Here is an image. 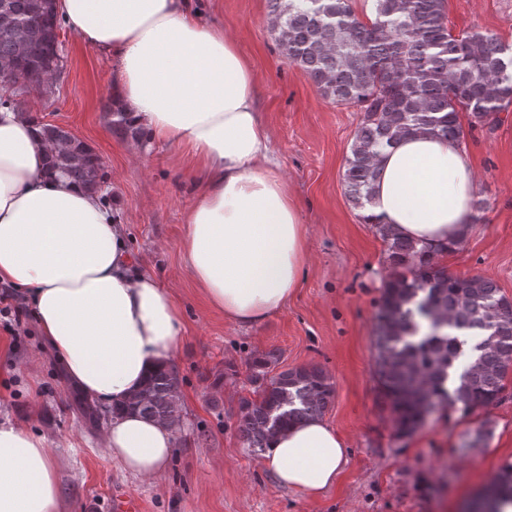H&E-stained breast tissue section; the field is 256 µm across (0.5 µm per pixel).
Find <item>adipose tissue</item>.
<instances>
[{
    "label": "adipose tissue",
    "instance_id": "adipose-tissue-1",
    "mask_svg": "<svg viewBox=\"0 0 512 512\" xmlns=\"http://www.w3.org/2000/svg\"><path fill=\"white\" fill-rule=\"evenodd\" d=\"M62 20L115 64L122 115L150 139L185 145L202 179L185 222V253L209 304L262 325L299 288L308 226L270 154L252 67L222 28L187 0H54ZM367 213L437 255L467 230L477 187L458 141L419 133L382 151ZM0 282L20 290L70 383L113 407L105 450L155 477L174 433L125 410L168 367L183 334L173 294L137 270L124 228L96 194L46 172L29 115L0 108ZM348 445L326 421L289 427L264 463L282 487L315 497L333 486ZM60 474L46 439L0 422V512H61Z\"/></svg>",
    "mask_w": 512,
    "mask_h": 512
}]
</instances>
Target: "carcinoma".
<instances>
[{"instance_id": "1", "label": "carcinoma", "mask_w": 512, "mask_h": 512, "mask_svg": "<svg viewBox=\"0 0 512 512\" xmlns=\"http://www.w3.org/2000/svg\"><path fill=\"white\" fill-rule=\"evenodd\" d=\"M268 25L282 54L321 94L354 105L362 118L343 180L356 209L366 210L382 150L417 134L459 140V110L477 124L495 125L512 105V48L492 34L456 37L444 0H375L361 22L352 0H269ZM58 29L53 0H0V70L17 66L38 85L52 72ZM47 172L96 191L106 173L85 143L70 144L62 128L39 126ZM396 276L382 294L375 323V374L380 392L406 435L437 408L470 413L499 401L512 371V299L492 280L458 277L425 258L417 243L381 224ZM275 350L251 356L256 398L240 399L236 428L254 454L288 427L322 417L335 397L315 365L268 377ZM127 409L181 429L180 380L174 367L151 375ZM477 512L512 505V464L487 486Z\"/></svg>"}]
</instances>
